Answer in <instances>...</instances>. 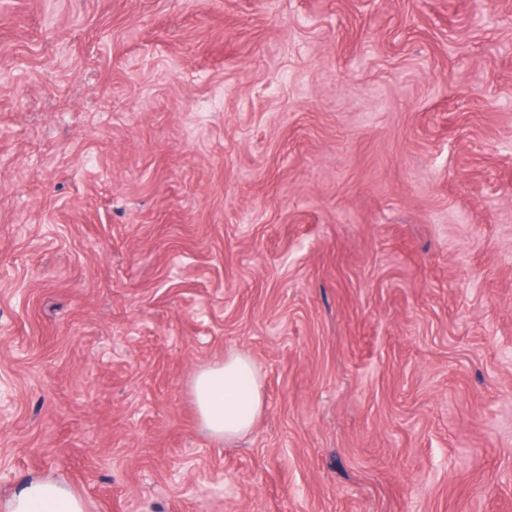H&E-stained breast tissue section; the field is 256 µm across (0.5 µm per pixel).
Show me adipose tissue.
Returning a JSON list of instances; mask_svg holds the SVG:
<instances>
[{
  "mask_svg": "<svg viewBox=\"0 0 512 512\" xmlns=\"http://www.w3.org/2000/svg\"><path fill=\"white\" fill-rule=\"evenodd\" d=\"M191 392L202 428L218 441L247 435L263 408V394L252 361L225 356L201 369ZM6 512H88L84 496L60 481L34 477L7 501Z\"/></svg>",
  "mask_w": 512,
  "mask_h": 512,
  "instance_id": "obj_1",
  "label": "adipose tissue"
}]
</instances>
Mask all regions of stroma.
<instances>
[{"mask_svg": "<svg viewBox=\"0 0 512 512\" xmlns=\"http://www.w3.org/2000/svg\"><path fill=\"white\" fill-rule=\"evenodd\" d=\"M1 393L0 499L512 512V0H0ZM191 392L201 427L217 441L247 435L262 412L261 384L252 361L242 354L201 369ZM6 512H88L84 496L60 481L34 477L5 505Z\"/></svg>", "mask_w": 512, "mask_h": 512, "instance_id": "1", "label": "stroma"}]
</instances>
